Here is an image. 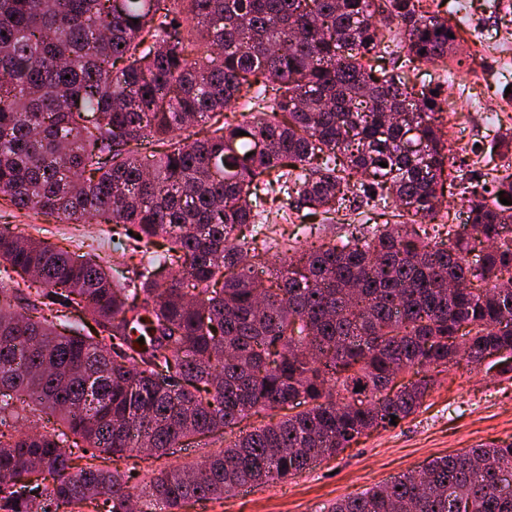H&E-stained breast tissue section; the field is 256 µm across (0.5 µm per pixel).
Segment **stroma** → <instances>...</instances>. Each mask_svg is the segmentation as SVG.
Here are the masks:
<instances>
[{
	"mask_svg": "<svg viewBox=\"0 0 512 512\" xmlns=\"http://www.w3.org/2000/svg\"><path fill=\"white\" fill-rule=\"evenodd\" d=\"M443 10L463 19L456 45L460 53L476 52L472 68L454 62L420 63L407 69L409 84L440 85L445 97L460 102L442 131L456 145V159L482 153L474 166L483 180L512 164L500 156L497 142L512 132V0H444ZM499 116L488 119L485 107ZM48 240L76 253L98 247L113 269L124 271L123 246L112 239L108 224H57L31 212L0 207V225ZM422 407L395 426L361 436L335 458L317 462L288 481L249 487L223 501H200L182 512H328L347 496L421 469L431 459L464 448L512 442V372L504 374L491 361L460 363L439 371Z\"/></svg>",
	"mask_w": 512,
	"mask_h": 512,
	"instance_id": "obj_1",
	"label": "stroma"
}]
</instances>
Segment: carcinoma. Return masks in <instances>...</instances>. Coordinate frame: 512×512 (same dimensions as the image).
I'll list each match as a JSON object with an SVG mask.
<instances>
[{"instance_id": "obj_1", "label": "carcinoma", "mask_w": 512, "mask_h": 512, "mask_svg": "<svg viewBox=\"0 0 512 512\" xmlns=\"http://www.w3.org/2000/svg\"><path fill=\"white\" fill-rule=\"evenodd\" d=\"M433 5L0 0V198L115 225L132 273L0 225V512L222 500L414 414L430 380L404 373L512 358V174L437 223L460 186L448 99L397 72L452 52ZM280 199L322 223L276 264ZM360 199L391 222L315 244ZM245 230L255 246L232 244ZM196 437L220 446L139 491L109 466ZM331 512H512V442Z\"/></svg>"}]
</instances>
